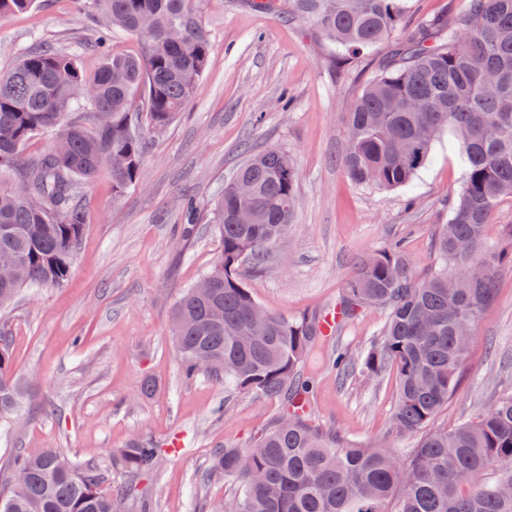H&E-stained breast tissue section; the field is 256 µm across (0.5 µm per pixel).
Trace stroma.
Masks as SVG:
<instances>
[{
  "label": "stroma",
  "instance_id": "1",
  "mask_svg": "<svg viewBox=\"0 0 512 512\" xmlns=\"http://www.w3.org/2000/svg\"><path fill=\"white\" fill-rule=\"evenodd\" d=\"M208 68L184 112L147 138L139 184L112 196L108 169L83 186L87 221L71 278L62 288H27L0 311V335L14 358L24 405L0 428V487L17 450L64 448L95 464L107 485L129 487L123 512H197L200 502L233 496L237 483L207 478L213 453L248 447L282 413L279 403L228 393L219 380L180 374L170 316L180 295L210 269L221 249L211 208L248 155L279 148L296 169V213L285 243L242 281L257 303L294 319L340 304L370 254L401 243L413 280L432 268L434 237L464 181L460 155L440 137L410 187L354 183L339 164L344 113L378 72L382 50L337 69L330 45L309 23L255 11L249 0H210ZM100 28L80 0H36L0 22V69L43 43L65 45L86 71L100 59L86 48ZM199 207L198 231L182 239L183 197ZM388 311L364 307L330 337L305 371L310 419L344 444H389L410 457L416 434L391 428L392 371L366 373L363 360ZM354 369L339 375L336 353ZM154 396L139 393L144 378ZM512 394V265L495 278V298L480 317L455 393L431 423L449 429ZM162 448L157 467L129 477L112 466L131 437Z\"/></svg>",
  "mask_w": 512,
  "mask_h": 512
}]
</instances>
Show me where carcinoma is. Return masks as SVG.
<instances>
[{
	"mask_svg": "<svg viewBox=\"0 0 512 512\" xmlns=\"http://www.w3.org/2000/svg\"><path fill=\"white\" fill-rule=\"evenodd\" d=\"M209 0H84L108 25L135 37L140 51L104 50L86 73L67 49L41 45L0 70V310L25 288H61L80 248L87 211L81 185L109 167L112 195L136 187L146 137L165 130L207 70ZM35 0H0V21ZM288 17L311 24L339 48L336 61L380 46L388 55L345 112L342 165L357 184L394 190L423 169L446 133L465 165L452 217L435 236L434 270L410 279L397 244L364 260L345 305L389 310L364 366L393 372V428L421 434L401 460L390 448L343 445L306 416L288 412L306 396L302 369L328 338L317 317L292 319L257 306L240 268L258 263L288 234L296 171L288 154L253 155L224 184L212 210L221 250L198 286L174 305L171 336L183 375L207 371L230 392L280 403L283 415L248 448L224 445L206 476L237 480L224 501L201 512H512V395L452 429L427 427L451 397L474 327L490 306L500 253L484 239L487 221L512 198V0H468L457 22L437 16L409 29L408 0H287ZM40 134L50 137L29 151ZM13 355L0 343V424L17 415ZM160 449L134 437L112 467L135 476L155 468ZM496 468L494 481L478 480ZM10 471L25 481L0 493V512H121L89 463L60 448L17 454Z\"/></svg>",
	"mask_w": 512,
	"mask_h": 512,
	"instance_id": "1",
	"label": "carcinoma"
}]
</instances>
